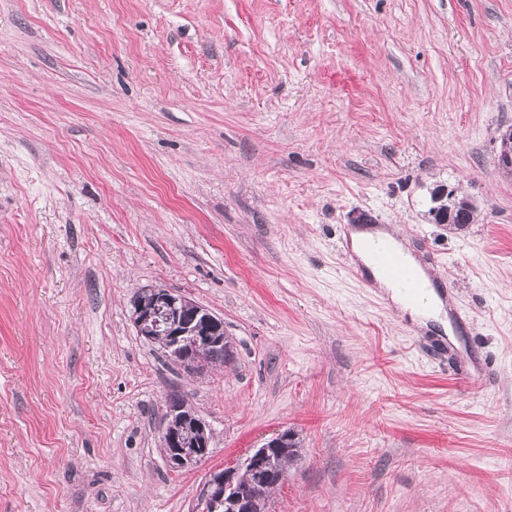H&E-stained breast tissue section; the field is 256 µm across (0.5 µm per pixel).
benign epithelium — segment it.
I'll use <instances>...</instances> for the list:
<instances>
[{"mask_svg": "<svg viewBox=\"0 0 512 512\" xmlns=\"http://www.w3.org/2000/svg\"><path fill=\"white\" fill-rule=\"evenodd\" d=\"M498 169L512 170V127L499 134ZM439 206L433 217L439 224H463L477 203L458 190L439 186L433 191ZM131 318L135 327L145 333L160 332L169 337L170 349L178 357L182 369L190 375L207 371L205 352L224 342V319L194 303L185 295L167 288L143 287L131 299ZM183 408L167 401L160 438L164 447L173 449L167 457L174 469L200 462L207 453L210 438L206 422L195 412L185 416ZM291 434L283 430L250 455L248 462L259 469L271 448H286ZM237 469L227 467L213 474L203 497V512H255L250 496L234 485Z\"/></svg>", "mask_w": 512, "mask_h": 512, "instance_id": "1", "label": "benign epithelium"}]
</instances>
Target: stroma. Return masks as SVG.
<instances>
[{"instance_id": "stroma-1", "label": "stroma", "mask_w": 512, "mask_h": 512, "mask_svg": "<svg viewBox=\"0 0 512 512\" xmlns=\"http://www.w3.org/2000/svg\"><path fill=\"white\" fill-rule=\"evenodd\" d=\"M510 125L512 0H0V512H195L286 428L271 512H512ZM441 185L475 223L434 222ZM359 212L453 335L347 268ZM145 286L233 358L173 364ZM174 392L212 435L181 470ZM131 305L135 327L144 334L159 331L162 336H156L154 342L165 351L169 336L170 349L190 375L207 371L205 352L212 345L221 344L211 350L210 367L224 365L226 353H233L229 337L224 336L223 318L177 291L143 287L134 293Z\"/></svg>"}]
</instances>
